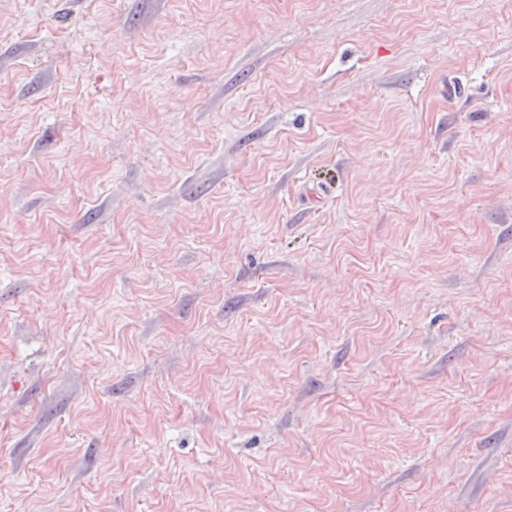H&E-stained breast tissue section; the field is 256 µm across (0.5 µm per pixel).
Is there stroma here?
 I'll use <instances>...</instances> for the list:
<instances>
[{
	"instance_id": "1",
	"label": "stroma",
	"mask_w": 512,
	"mask_h": 512,
	"mask_svg": "<svg viewBox=\"0 0 512 512\" xmlns=\"http://www.w3.org/2000/svg\"><path fill=\"white\" fill-rule=\"evenodd\" d=\"M0 512H512V0H0Z\"/></svg>"
}]
</instances>
